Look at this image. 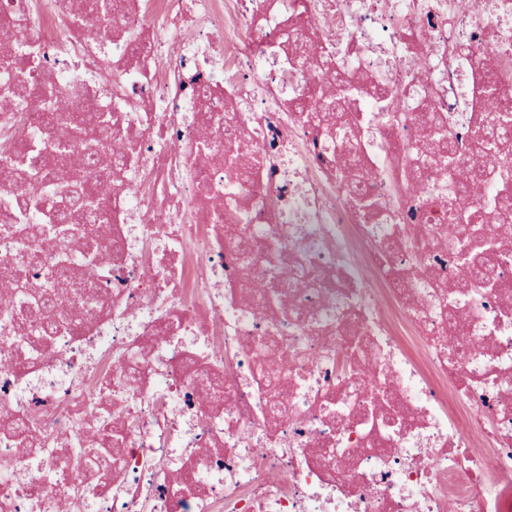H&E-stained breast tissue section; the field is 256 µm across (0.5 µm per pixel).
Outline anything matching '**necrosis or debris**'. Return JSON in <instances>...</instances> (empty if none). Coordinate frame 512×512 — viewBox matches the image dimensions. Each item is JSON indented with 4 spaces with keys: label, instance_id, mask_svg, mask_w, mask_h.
<instances>
[{
    "label": "necrosis or debris",
    "instance_id": "4bbe7bcc",
    "mask_svg": "<svg viewBox=\"0 0 512 512\" xmlns=\"http://www.w3.org/2000/svg\"><path fill=\"white\" fill-rule=\"evenodd\" d=\"M126 2L105 35L75 0H0V29L24 35L10 52L37 55L0 70V141L152 159L105 200L107 262L72 265L96 287L63 296L52 341L23 324L61 232L19 238L29 211L0 210V272L37 256L0 316V416L30 437L0 426V512H512V252L492 254L493 287H462L460 241L499 222L448 223L479 118L512 100V73L492 95L484 79L486 56H512V0ZM311 29L298 57L288 37ZM103 72L101 132L38 124L41 89L83 112ZM442 135L450 167L421 149ZM360 167L371 210L346 188ZM110 415L111 458L66 467Z\"/></svg>",
    "mask_w": 512,
    "mask_h": 512
}]
</instances>
